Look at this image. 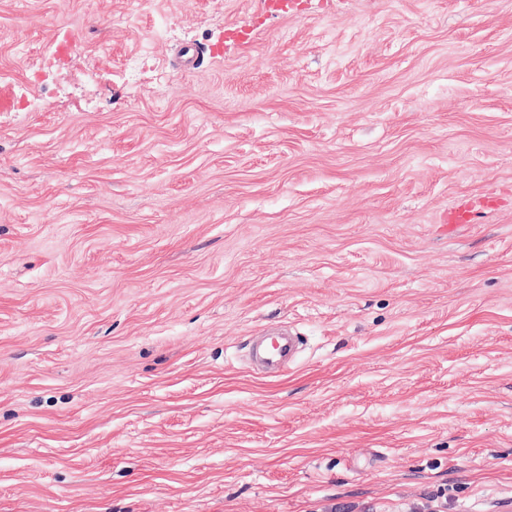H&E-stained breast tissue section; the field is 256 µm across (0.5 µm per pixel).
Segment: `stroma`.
Instances as JSON below:
<instances>
[{
	"label": "stroma",
	"instance_id": "1",
	"mask_svg": "<svg viewBox=\"0 0 512 512\" xmlns=\"http://www.w3.org/2000/svg\"><path fill=\"white\" fill-rule=\"evenodd\" d=\"M0 512H512V0H0ZM479 210L480 203L464 198L448 208V212L444 214L443 218L447 221L448 229H453L459 224L471 223ZM269 339L270 344H267ZM296 353V343L290 336H267L266 332H261L256 336L251 362L265 372L276 373L288 369Z\"/></svg>",
	"mask_w": 512,
	"mask_h": 512
}]
</instances>
